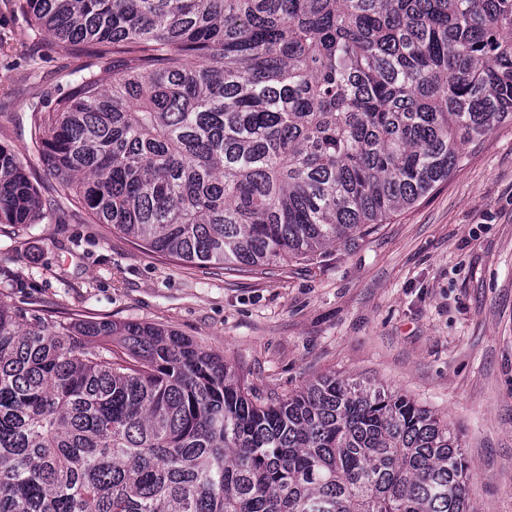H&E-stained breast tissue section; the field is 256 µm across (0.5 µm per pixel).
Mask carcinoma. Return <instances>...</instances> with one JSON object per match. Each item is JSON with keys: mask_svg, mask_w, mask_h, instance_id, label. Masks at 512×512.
<instances>
[{"mask_svg": "<svg viewBox=\"0 0 512 512\" xmlns=\"http://www.w3.org/2000/svg\"><path fill=\"white\" fill-rule=\"evenodd\" d=\"M17 7L86 68L124 62L30 105L56 198L191 264L346 243L512 122V0ZM45 218L0 142V224ZM472 480L456 429L402 392L256 398L170 327L0 305V512H475Z\"/></svg>", "mask_w": 512, "mask_h": 512, "instance_id": "cac0c4a2", "label": "carcinoma"}]
</instances>
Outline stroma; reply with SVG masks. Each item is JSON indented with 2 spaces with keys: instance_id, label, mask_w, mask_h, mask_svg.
<instances>
[{
  "instance_id": "35a3bbf8",
  "label": "stroma",
  "mask_w": 512,
  "mask_h": 512,
  "mask_svg": "<svg viewBox=\"0 0 512 512\" xmlns=\"http://www.w3.org/2000/svg\"><path fill=\"white\" fill-rule=\"evenodd\" d=\"M16 2L0 0V141L51 203L29 104L68 92L86 59ZM463 152L445 184L370 234L265 274L183 265L68 204L62 220L0 227V303L170 327L262 397L328 375L406 393L459 433L477 512H512V123Z\"/></svg>"
}]
</instances>
